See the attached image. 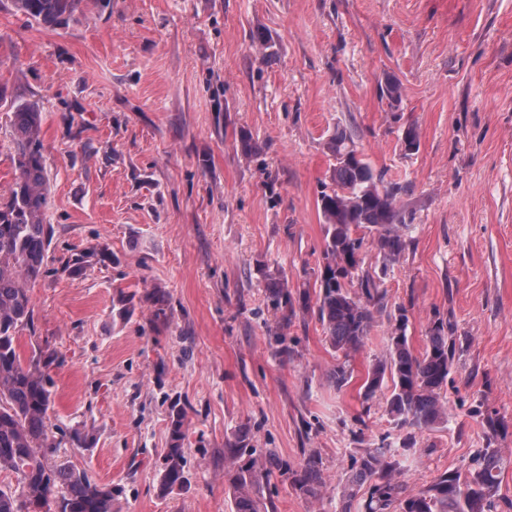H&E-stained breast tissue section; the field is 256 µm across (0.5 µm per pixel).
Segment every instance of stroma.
<instances>
[{
  "instance_id": "1",
  "label": "stroma",
  "mask_w": 512,
  "mask_h": 512,
  "mask_svg": "<svg viewBox=\"0 0 512 512\" xmlns=\"http://www.w3.org/2000/svg\"><path fill=\"white\" fill-rule=\"evenodd\" d=\"M389 77L403 87L396 108L380 95ZM29 102L53 237L20 345L62 358L48 466L120 486L115 512H233L224 451L241 435L267 512H340L338 485L365 449H398L415 493L485 447L481 414L512 427V0H80L57 29L0 0L1 201L12 114ZM410 124L420 148L407 156ZM339 125L386 180L412 187L411 243L384 278L412 350L431 320L457 326L449 421L411 449L386 392L360 395L388 317L340 389L313 313H298L285 346L270 342L279 315L258 268L285 275L294 303L316 300L317 200ZM244 133L260 156H242ZM175 405L188 482L165 490ZM313 450L324 484L309 498L292 476Z\"/></svg>"
}]
</instances>
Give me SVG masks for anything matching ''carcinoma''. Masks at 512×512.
Returning a JSON list of instances; mask_svg holds the SVG:
<instances>
[{"mask_svg":"<svg viewBox=\"0 0 512 512\" xmlns=\"http://www.w3.org/2000/svg\"><path fill=\"white\" fill-rule=\"evenodd\" d=\"M79 0H15L27 17L47 26H66L75 19ZM41 112L24 103L13 112L15 174L8 200L0 204V470L20 474V491L0 486V512H21L18 495L37 507L53 498L58 512H112V501L120 489L100 486L72 466L47 469L45 452L56 447L48 424L51 391L48 370L60 364L57 353L32 352L25 358L20 333L34 323L30 288L42 276L48 261L50 227L44 223L47 175L41 138ZM405 155L419 149V133L408 125L402 133ZM325 148L334 164L330 183L323 185L318 207L323 218L322 261L316 281L315 306L303 301L301 309L314 310L329 345L336 353L331 379L342 388L352 377L350 358L366 343L376 318L387 310L382 279L362 270L365 245L377 250L382 270L398 261L410 240L398 227L411 218L401 206L408 186L385 180L358 151L352 133L336 126ZM264 288L271 306L281 311L275 332L283 343L285 330L297 316L288 279L265 275ZM389 332L385 357L373 362L364 382L363 400L369 401L389 388L387 412L396 426L410 428L403 447L416 444L415 432L448 421L442 390L448 383L455 356V324L436 318L426 331L423 353L416 355L407 339V310L398 309ZM184 414L172 406L171 444L165 456L161 482L166 489L186 482ZM487 446L471 456L465 471L445 472L415 494L396 478L399 460L395 450L368 448L357 459L343 482L342 512L362 497L364 512H499L500 475L505 463L495 438L507 429L505 421L483 416ZM235 467V512H262L264 504L254 461L245 458L247 448L228 449ZM298 490L310 497L323 485L320 460L312 452L295 475Z\"/></svg>","mask_w":512,"mask_h":512,"instance_id":"obj_1","label":"carcinoma"}]
</instances>
